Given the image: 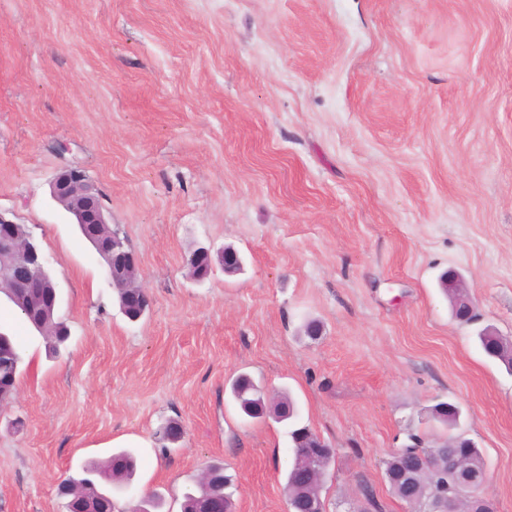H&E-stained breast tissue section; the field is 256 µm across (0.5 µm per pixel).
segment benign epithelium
<instances>
[{"label":"benign epithelium","mask_w":512,"mask_h":512,"mask_svg":"<svg viewBox=\"0 0 512 512\" xmlns=\"http://www.w3.org/2000/svg\"><path fill=\"white\" fill-rule=\"evenodd\" d=\"M52 195L70 214L80 229L89 224L95 234L89 237L97 253L105 263L110 284L124 288L135 302L148 308L149 299L137 277L114 274L117 266L137 267L132 253L124 248L120 233L112 229L106 220L100 196L86 176L79 170L65 168L53 178ZM16 223L0 212V292L11 302L27 307L42 304L52 309L58 307L59 295L54 282L42 276L44 256L30 234L14 231ZM448 296L454 303V316L461 323L472 322L475 312L473 301L459 275L450 273L444 281ZM307 458L290 471V482L308 487L321 484L325 468L322 458L304 451ZM393 456L401 460L399 468L387 473V481L397 487L413 470H430L437 486L431 495V508L427 512H494L493 503L487 497L489 472L487 467L477 469L471 465L467 454H448V469L437 470L429 465L424 456L414 458L397 449ZM59 495L66 499L68 512H94L85 506L78 493L64 485L58 487Z\"/></svg>","instance_id":"7a95c632"}]
</instances>
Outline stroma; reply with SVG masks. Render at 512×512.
Returning a JSON list of instances; mask_svg holds the SVG:
<instances>
[{"mask_svg":"<svg viewBox=\"0 0 512 512\" xmlns=\"http://www.w3.org/2000/svg\"><path fill=\"white\" fill-rule=\"evenodd\" d=\"M65 168L136 258L138 321L51 194ZM0 212L40 243L70 329L52 354L0 298L24 359L0 512H66L62 479L128 443L118 512L154 493L181 512L210 463L235 512H287L288 427L240 415L243 373L335 448L326 512L364 485L411 512L386 462L449 436L444 401L512 512V374L439 285L459 272L512 339V0H0ZM200 246L241 269L196 281Z\"/></svg>","mask_w":512,"mask_h":512,"instance_id":"35a3bbf8","label":"stroma"}]
</instances>
